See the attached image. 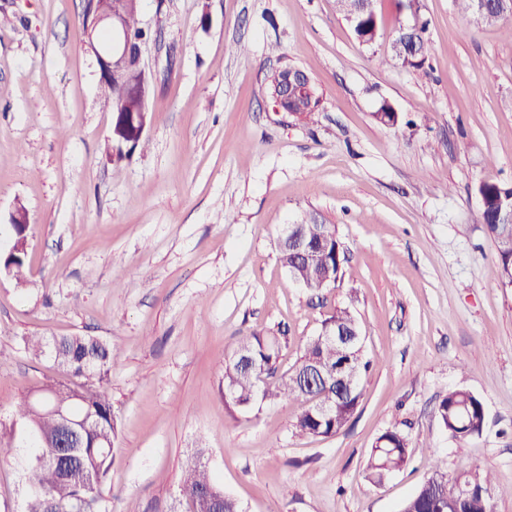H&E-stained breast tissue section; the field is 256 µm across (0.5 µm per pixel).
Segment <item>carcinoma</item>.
Returning a JSON list of instances; mask_svg holds the SVG:
<instances>
[{
	"label": "carcinoma",
	"mask_w": 512,
	"mask_h": 512,
	"mask_svg": "<svg viewBox=\"0 0 512 512\" xmlns=\"http://www.w3.org/2000/svg\"><path fill=\"white\" fill-rule=\"evenodd\" d=\"M345 19L356 17L355 35L359 42L371 44L380 36L375 13L363 12L362 0H336ZM512 15V6L488 0L482 21L484 26L501 23ZM426 23H415L414 40L399 46L394 39V55L405 52V66L419 68L427 53ZM127 39L137 46L147 42L148 34L139 20V4L130 5ZM103 95L112 101L113 114L144 112L148 107L124 98L115 84H102ZM319 99L302 95L288 103L294 118L310 117ZM481 219L492 238L498 257L499 274L509 285L512 274V231L495 223L500 205L512 197L507 185L484 182L478 186ZM298 229L316 245V254L299 267L294 264L288 245H278L279 260L289 279L301 280L315 287L324 280L338 281L345 258L336 225L323 224L311 216ZM13 243L0 260L13 264L11 274L25 282L27 236L22 225L11 227ZM336 325L348 333L358 334L356 343L343 346L325 337L308 338L291 373L278 374L279 340L253 332L239 338L236 350L224 358V403L230 411H247L260 402L286 397L299 405L294 423L302 436L328 437L344 428L356 412L362 397L361 380L370 369L363 353L360 322L348 307L336 309L322 326ZM24 347L35 357H46L71 377L69 383L46 382L23 395L13 406L10 418L0 422V462L27 452L24 468L29 491L22 512H109L101 495V485L114 464L112 448L117 438V417L112 409L106 385L118 349L94 336H42L24 338ZM437 416L448 436L467 441L482 433L485 408L472 392L452 389L443 397ZM69 423L75 429L70 447H58L61 427ZM410 458L409 439L400 430L382 433L371 449L366 473L368 480L379 485L391 474L404 468ZM475 489L463 506V512H493L492 479L478 471H464L453 477L435 465L434 471L408 498L401 512H453L455 496L461 484ZM210 493L213 508L223 512H241L238 502L224 494L210 470L196 464L189 467L180 482V494L188 512H209L202 494Z\"/></svg>",
	"instance_id": "cac0c4a2"
}]
</instances>
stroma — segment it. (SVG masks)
<instances>
[{"instance_id":"1","label":"stroma","mask_w":512,"mask_h":512,"mask_svg":"<svg viewBox=\"0 0 512 512\" xmlns=\"http://www.w3.org/2000/svg\"><path fill=\"white\" fill-rule=\"evenodd\" d=\"M375 9L380 36L365 45L336 0H140L148 144L119 158L80 38L84 0H0L1 252L11 215L29 218L25 282L0 274V419L66 378L22 337L117 347L112 512H186L180 478L198 461L242 512H398L437 464L491 473L494 512H512V287L477 193L512 185V40L454 0H419L429 53L410 68L392 58L399 0ZM285 62L320 94L313 119L267 96ZM385 104L396 127L374 118ZM308 212L346 248L341 281L318 292L292 284L278 254ZM339 307L372 363L344 429L299 435L285 399L226 410L239 337L285 330V374ZM454 388L486 411L464 442L436 416ZM394 428L412 458L372 484L370 449Z\"/></svg>"}]
</instances>
